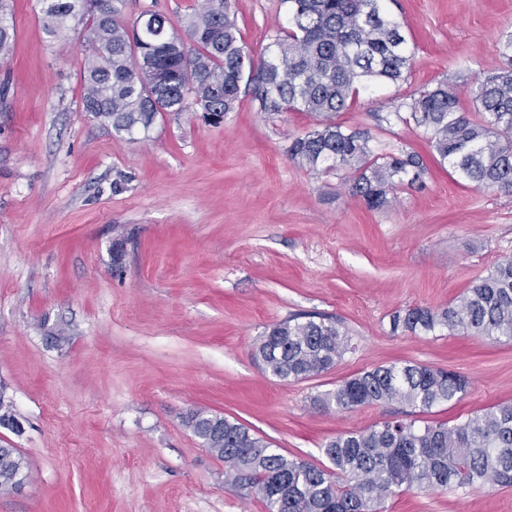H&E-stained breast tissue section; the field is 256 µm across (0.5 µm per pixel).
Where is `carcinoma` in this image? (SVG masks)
<instances>
[{
	"instance_id": "1",
	"label": "carcinoma",
	"mask_w": 512,
	"mask_h": 512,
	"mask_svg": "<svg viewBox=\"0 0 512 512\" xmlns=\"http://www.w3.org/2000/svg\"><path fill=\"white\" fill-rule=\"evenodd\" d=\"M45 29L56 36L78 30L91 54L83 68L82 111L112 128V135L147 134L158 114L182 115L197 107L218 124L250 93L264 112H305L313 129L292 139L288 155L299 165L354 173L349 190L372 209L425 170L416 151L375 155L369 136L333 120L360 91L405 79L410 54L402 24L385 0H281L288 26L253 56L238 37L230 0H202L181 40L169 18L152 10L133 24L127 0H42ZM15 39L12 0H0V58ZM504 65L470 90L476 115L460 106L442 82L410 97L396 119L422 127L431 147L474 188L512 193V33L500 39ZM446 329L512 339V258L477 278L442 309L414 306L395 311L390 333L414 335ZM336 320L292 317L266 328L256 355L283 380L328 371L348 348ZM468 386L465 376L421 364L381 365L345 379L315 397L326 408L352 411L398 402L411 411L369 428L336 436L317 465L285 456L243 424L196 411L186 427L213 455L225 475L256 494L265 512H382L398 491L512 485V403L489 407L451 426L422 418ZM18 449L0 447V492L25 475Z\"/></svg>"
}]
</instances>
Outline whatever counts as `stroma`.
<instances>
[{
  "instance_id": "obj_1",
  "label": "stroma",
  "mask_w": 512,
  "mask_h": 512,
  "mask_svg": "<svg viewBox=\"0 0 512 512\" xmlns=\"http://www.w3.org/2000/svg\"><path fill=\"white\" fill-rule=\"evenodd\" d=\"M259 55L286 26L281 0H231ZM411 61L403 82L337 113L374 154L416 151L419 182L380 209L350 195L348 171L288 155L314 120L270 114L243 95L221 124L161 113L147 137L113 136L80 110L88 43L49 36L40 0H13L0 59V396L22 424L0 427L27 480L0 512H265L224 475L184 418L204 410L316 464L336 434L402 404L324 410L316 396L380 365L424 364L469 381L425 418L455 423L512 402V340L438 331L394 335L390 316L447 307L512 256V194L463 181L399 122L413 93L445 81L464 108L502 61L512 0H388ZM338 320L336 366L282 380L256 357L269 325ZM386 512H512V487L400 492Z\"/></svg>"
}]
</instances>
